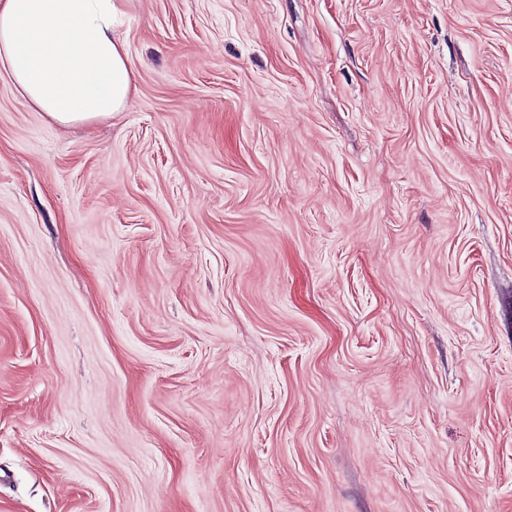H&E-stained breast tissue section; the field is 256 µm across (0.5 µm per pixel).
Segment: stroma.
I'll use <instances>...</instances> for the list:
<instances>
[{"label": "stroma", "instance_id": "35a3bbf8", "mask_svg": "<svg viewBox=\"0 0 512 512\" xmlns=\"http://www.w3.org/2000/svg\"><path fill=\"white\" fill-rule=\"evenodd\" d=\"M124 10L0 76V512H512V0ZM125 0H1L0 74L61 125L111 118L135 89Z\"/></svg>", "mask_w": 512, "mask_h": 512}]
</instances>
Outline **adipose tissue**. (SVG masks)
I'll return each instance as SVG.
<instances>
[{"label":"adipose tissue","mask_w":512,"mask_h":512,"mask_svg":"<svg viewBox=\"0 0 512 512\" xmlns=\"http://www.w3.org/2000/svg\"><path fill=\"white\" fill-rule=\"evenodd\" d=\"M124 14V0H0V74L61 125L125 111L136 86Z\"/></svg>","instance_id":"ef3b65f1"}]
</instances>
